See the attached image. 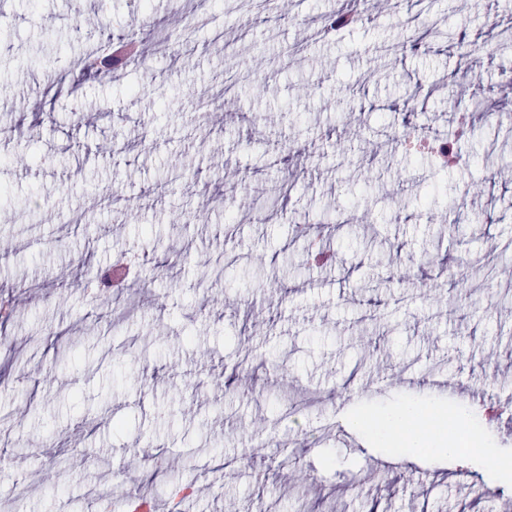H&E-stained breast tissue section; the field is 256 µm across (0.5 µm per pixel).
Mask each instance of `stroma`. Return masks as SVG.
Segmentation results:
<instances>
[{"label": "stroma", "instance_id": "35a3bbf8", "mask_svg": "<svg viewBox=\"0 0 512 512\" xmlns=\"http://www.w3.org/2000/svg\"><path fill=\"white\" fill-rule=\"evenodd\" d=\"M505 71L512 0H0V512H501L512 475L337 432L413 398L512 459ZM461 86L464 162L408 148Z\"/></svg>", "mask_w": 512, "mask_h": 512}]
</instances>
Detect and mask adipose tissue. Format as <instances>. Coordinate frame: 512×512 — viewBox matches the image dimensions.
<instances>
[{
    "instance_id": "1",
    "label": "adipose tissue",
    "mask_w": 512,
    "mask_h": 512,
    "mask_svg": "<svg viewBox=\"0 0 512 512\" xmlns=\"http://www.w3.org/2000/svg\"><path fill=\"white\" fill-rule=\"evenodd\" d=\"M350 423L381 446L394 449L400 461L408 458L413 448L428 447L444 456H456L459 439L464 436L472 456L491 461L497 471H512V459L498 456L490 448L484 425L471 419L463 409L447 413L431 404L421 406L407 400L376 413L352 415Z\"/></svg>"
}]
</instances>
